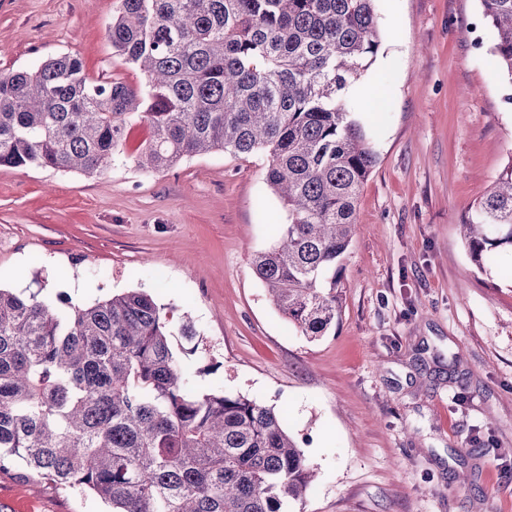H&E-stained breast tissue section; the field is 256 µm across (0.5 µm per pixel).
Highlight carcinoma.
<instances>
[{"mask_svg": "<svg viewBox=\"0 0 512 512\" xmlns=\"http://www.w3.org/2000/svg\"><path fill=\"white\" fill-rule=\"evenodd\" d=\"M480 4L512 84V0ZM107 33L144 84L95 80L69 53L0 71V166L100 175L143 118L146 172L211 150L266 153L288 223L254 273L288 323L326 335L342 291L324 278L376 164L343 102L379 49L374 0H120ZM462 227L481 270L512 251V158ZM177 333L196 335L188 314L146 291L76 305L0 288V471L18 464L112 512H286L314 468L273 407L190 390Z\"/></svg>", "mask_w": 512, "mask_h": 512, "instance_id": "carcinoma-1", "label": "carcinoma"}]
</instances>
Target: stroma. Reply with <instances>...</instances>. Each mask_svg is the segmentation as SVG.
Here are the masks:
<instances>
[{
    "mask_svg": "<svg viewBox=\"0 0 512 512\" xmlns=\"http://www.w3.org/2000/svg\"><path fill=\"white\" fill-rule=\"evenodd\" d=\"M118 8L0 0V70L70 53L91 77L140 86L106 35ZM375 12L378 53L345 101L377 163L326 336L288 324L253 272L288 221L266 156L213 150L147 173L133 162L144 119L100 175L0 166V287L79 305L143 289L189 312L195 336L172 343L191 389L274 407L317 472L288 512H512V254L477 268L461 229L512 158V82L491 62L479 0H375ZM25 499L106 512L0 471V512Z\"/></svg>",
    "mask_w": 512,
    "mask_h": 512,
    "instance_id": "35a3bbf8",
    "label": "stroma"
}]
</instances>
